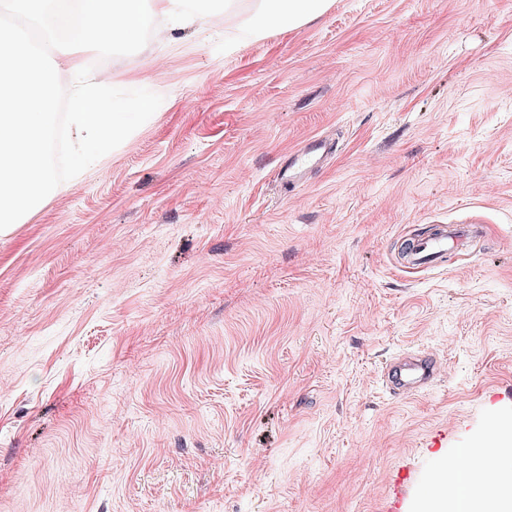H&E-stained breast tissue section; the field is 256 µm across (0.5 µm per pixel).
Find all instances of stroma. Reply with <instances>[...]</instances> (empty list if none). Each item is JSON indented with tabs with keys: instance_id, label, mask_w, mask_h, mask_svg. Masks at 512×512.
Here are the masks:
<instances>
[{
	"instance_id": "35a3bbf8",
	"label": "stroma",
	"mask_w": 512,
	"mask_h": 512,
	"mask_svg": "<svg viewBox=\"0 0 512 512\" xmlns=\"http://www.w3.org/2000/svg\"><path fill=\"white\" fill-rule=\"evenodd\" d=\"M157 54L165 109L0 231V512H415L512 417V0H333L234 52ZM343 149L285 193L314 135ZM482 224L447 269L403 237ZM444 371L392 397L386 360Z\"/></svg>"
}]
</instances>
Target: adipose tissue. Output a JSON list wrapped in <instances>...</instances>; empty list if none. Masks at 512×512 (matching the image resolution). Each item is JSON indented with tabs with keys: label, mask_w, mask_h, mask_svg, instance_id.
Listing matches in <instances>:
<instances>
[{
	"label": "adipose tissue",
	"mask_w": 512,
	"mask_h": 512,
	"mask_svg": "<svg viewBox=\"0 0 512 512\" xmlns=\"http://www.w3.org/2000/svg\"><path fill=\"white\" fill-rule=\"evenodd\" d=\"M237 0H78L81 22L76 36L59 44L50 61H42L15 32L0 34V223H21L37 210L48 192L58 191L53 173L37 153L55 129L56 94H63L70 133L71 173L67 188L80 187L88 169L110 155L114 141L128 131L125 113L112 102L111 71L87 68L85 55L112 33L136 43L154 18L162 19L158 38L172 28L196 26L208 34L217 6L232 9ZM330 0H255L254 10L224 33L225 41L247 48L273 30L299 26L323 14ZM461 469L441 458L431 492L419 512H512V429L502 430L495 445L481 442L455 449ZM496 456L502 473L495 489L485 482L487 460Z\"/></svg>",
	"instance_id": "1"
}]
</instances>
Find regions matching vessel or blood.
Returning <instances> with one entry per match:
<instances>
[{"label": "vessel or blood", "instance_id": "1", "mask_svg": "<svg viewBox=\"0 0 512 512\" xmlns=\"http://www.w3.org/2000/svg\"><path fill=\"white\" fill-rule=\"evenodd\" d=\"M338 143L326 137L310 139L280 165L276 181L283 188L307 184L315 171L336 154ZM484 233L474 224H436L426 234L404 240L401 265L416 272L447 267L449 259L467 249ZM440 370L428 353L405 354L392 358L382 372V383L390 395L405 397L428 387Z\"/></svg>", "mask_w": 512, "mask_h": 512}]
</instances>
